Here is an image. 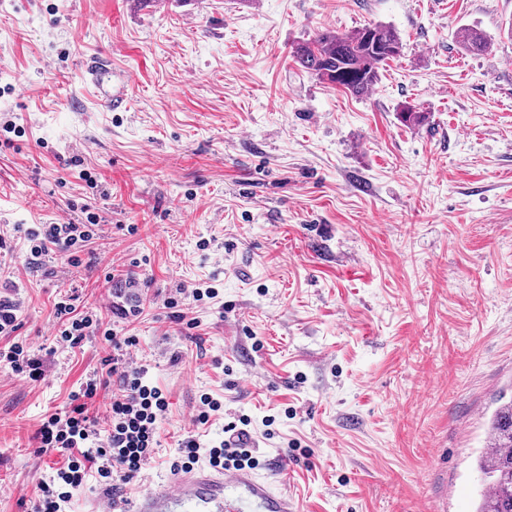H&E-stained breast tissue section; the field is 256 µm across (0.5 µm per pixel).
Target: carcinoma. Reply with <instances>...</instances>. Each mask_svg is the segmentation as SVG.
<instances>
[{
    "mask_svg": "<svg viewBox=\"0 0 512 512\" xmlns=\"http://www.w3.org/2000/svg\"><path fill=\"white\" fill-rule=\"evenodd\" d=\"M458 38L468 50L487 48L478 32L463 29ZM401 47L395 31L367 24L352 33L326 29L296 44L293 59L307 73L360 96L375 86L380 67L399 56ZM488 432L494 450L481 455L483 488L476 512H512V398L497 407Z\"/></svg>",
    "mask_w": 512,
    "mask_h": 512,
    "instance_id": "carcinoma-1",
    "label": "carcinoma"
}]
</instances>
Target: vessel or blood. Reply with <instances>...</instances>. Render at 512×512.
Returning a JSON list of instances; mask_svg holds the SVG:
<instances>
[{"mask_svg":"<svg viewBox=\"0 0 512 512\" xmlns=\"http://www.w3.org/2000/svg\"><path fill=\"white\" fill-rule=\"evenodd\" d=\"M113 512H295L288 494L251 469L197 466L175 472L169 485L114 502Z\"/></svg>","mask_w":512,"mask_h":512,"instance_id":"vessel-or-blood-1","label":"vessel or blood"}]
</instances>
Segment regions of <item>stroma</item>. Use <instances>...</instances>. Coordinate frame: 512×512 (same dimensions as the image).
<instances>
[{"label":"stroma","instance_id":"35a3bbf8","mask_svg":"<svg viewBox=\"0 0 512 512\" xmlns=\"http://www.w3.org/2000/svg\"><path fill=\"white\" fill-rule=\"evenodd\" d=\"M373 23L403 49L364 95L293 60ZM116 84L127 111L101 104ZM85 203L80 265L32 258L25 229L85 222ZM64 295L101 325L75 348L55 338ZM0 296L45 371L0 368V512H32L58 461L36 432L101 373L109 326L168 403L117 496L233 424L258 476L287 460L299 512H473L512 393V0H0ZM204 394L222 407L199 427Z\"/></svg>","mask_w":512,"mask_h":512}]
</instances>
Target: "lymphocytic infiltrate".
Wrapping results in <instances>:
<instances>
[{"mask_svg": "<svg viewBox=\"0 0 512 512\" xmlns=\"http://www.w3.org/2000/svg\"><path fill=\"white\" fill-rule=\"evenodd\" d=\"M95 236L94 224H39L29 228L27 239L30 253L39 257L52 252H74ZM17 308L13 301L0 299V335L10 343L0 348V364L12 374L37 381L44 372L40 362L31 357L24 346L11 341L17 324ZM104 337L112 345L105 363L109 373L117 375L121 384L113 394L105 433H98L87 402L97 393L96 380H89L81 391L82 404L65 415L45 418L37 431L42 448L64 457V466L54 468L40 484L35 512H63L78 490L87 469H96L100 477L110 482L127 481L152 459L158 423L167 403L161 389L146 379V367L131 366L128 349L133 337L119 336L112 329ZM182 467L195 464L200 455H207L211 465L227 470L251 467L256 463L252 437L247 430L232 429L219 445L202 448L195 435L185 437L176 450Z\"/></svg>", "mask_w": 512, "mask_h": 512, "instance_id": "f902f5d3", "label": "lymphocytic infiltrate"}]
</instances>
